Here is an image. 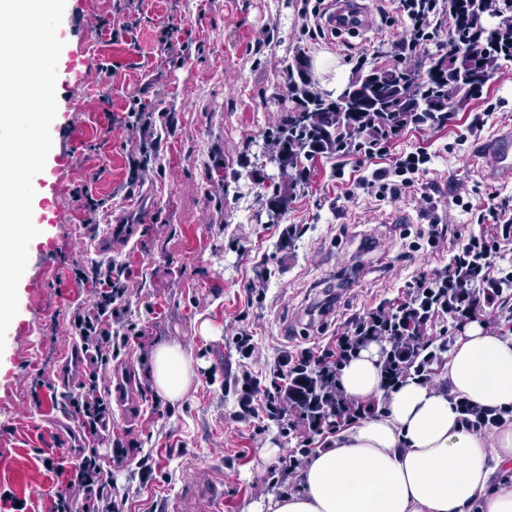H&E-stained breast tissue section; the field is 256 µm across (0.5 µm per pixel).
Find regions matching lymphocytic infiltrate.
<instances>
[{
    "label": "lymphocytic infiltrate",
    "mask_w": 512,
    "mask_h": 512,
    "mask_svg": "<svg viewBox=\"0 0 512 512\" xmlns=\"http://www.w3.org/2000/svg\"><path fill=\"white\" fill-rule=\"evenodd\" d=\"M446 11L444 0H399V13L409 22L397 56L399 62H406L417 56L424 45L442 39L444 32L436 18ZM433 161L427 149L406 151L395 158L391 168L376 169L370 177L358 179L357 185L372 190L379 199L397 195L414 187L417 175L428 172ZM494 219L499 230L490 238L453 233L445 224L430 225L429 243L439 244L449 235L456 241L441 268L414 276L403 302L394 305L383 299L349 319L331 347L305 348L285 359V369L302 365L330 368L336 409L324 417L313 407L291 405L288 388L282 383L283 371L276 372L274 380L262 390L261 409L266 419L284 421L285 435L296 440L295 448L281 459L282 472L295 474L304 459L312 455L315 437L375 414L374 405L357 404L338 388L342 368L368 344L380 341L395 350L393 358L382 362L387 388L404 382L403 368L411 363L417 366L415 379L430 382L431 366L439 350L435 339L423 338V328L441 318L458 323L474 319L480 303L487 301L490 288L512 276V270L495 263L502 240L512 237V219L502 211L496 212ZM127 277L125 268L113 263L78 275L79 282L92 289L96 301L91 310L75 311L72 327L82 351L92 353L94 361L103 366L109 365L129 340L144 336L143 330L127 318ZM69 403L80 419L88 446L74 462L66 490L56 495L52 512H75L73 495L77 492L95 495V512H119L112 492L102 482L104 459L98 447L105 435L108 404L98 372L89 373L79 394Z\"/></svg>",
    "instance_id": "1"
}]
</instances>
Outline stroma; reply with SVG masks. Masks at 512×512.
<instances>
[{
	"mask_svg": "<svg viewBox=\"0 0 512 512\" xmlns=\"http://www.w3.org/2000/svg\"><path fill=\"white\" fill-rule=\"evenodd\" d=\"M125 0H89L84 29L72 36L89 78L75 90L78 109L71 135L80 160L64 186L57 262L41 275L42 288L28 297L24 333L6 340L0 365L15 374L12 393L0 406V512H50L57 478L52 468L74 460L69 438L48 432L50 417L69 412L67 397L50 402L59 383L60 360L74 344L73 312L95 299L74 278L75 269L117 263L130 273L126 304L151 342H129L107 367L144 390L137 419L113 417L105 446L128 451L107 478L125 496L120 512H168L181 500L198 512L208 489L224 491L220 512H247L270 495L267 449L285 453L277 422L257 430L248 388L271 379L281 359L303 348H323L346 320L382 299L402 302L413 275L441 267L446 252L427 242L433 220L462 234L494 233L492 218L478 212L512 202L505 186L472 161L475 144L512 125V64L497 71L448 121L432 130L407 126L389 156L347 160L346 177L370 175L406 150L425 147L436 158L411 193L376 199L356 190L345 197L336 158L319 155L307 181L293 191L288 210L275 215L267 203L274 186L255 158L267 135L287 114L288 67L325 52L352 74L358 64L396 55L405 25L397 0H368L372 29L339 36L329 30L302 35L303 0H143L139 25L111 41L100 20L112 19ZM174 23L200 53L179 66L161 61L157 29ZM112 64V78L97 70ZM142 92L155 117L157 148L148 171L129 177L139 130L120 122L127 100ZM89 187L105 199L101 225L124 224L126 247L111 253L87 244L83 210L73 192ZM152 205L140 224L129 213L130 197ZM470 201L464 212L460 200ZM404 214L408 223H395ZM379 240L367 269L328 315L308 311L336 287V271L355 254L362 236ZM209 333H202V326ZM255 351L244 357L239 337ZM175 342L197 361V377L181 402L160 397L149 376L156 344Z\"/></svg>",
	"mask_w": 512,
	"mask_h": 512,
	"instance_id": "1",
	"label": "stroma"
}]
</instances>
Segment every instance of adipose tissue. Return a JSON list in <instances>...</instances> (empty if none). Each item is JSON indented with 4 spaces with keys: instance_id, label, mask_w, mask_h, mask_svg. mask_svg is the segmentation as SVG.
<instances>
[{
    "instance_id": "obj_1",
    "label": "adipose tissue",
    "mask_w": 512,
    "mask_h": 512,
    "mask_svg": "<svg viewBox=\"0 0 512 512\" xmlns=\"http://www.w3.org/2000/svg\"><path fill=\"white\" fill-rule=\"evenodd\" d=\"M158 395L180 401L197 377L190 353L161 343L150 358ZM447 390L410 379L385 389L377 346L344 366L349 399H380L381 411L308 459L296 491L271 495L249 512H512V422L492 436L465 428L459 401L512 409V334L465 326L443 372Z\"/></svg>"
}]
</instances>
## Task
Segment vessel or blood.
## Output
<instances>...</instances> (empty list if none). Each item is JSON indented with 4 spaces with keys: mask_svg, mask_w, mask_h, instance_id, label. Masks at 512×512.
I'll return each mask as SVG.
<instances>
[{
    "mask_svg": "<svg viewBox=\"0 0 512 512\" xmlns=\"http://www.w3.org/2000/svg\"><path fill=\"white\" fill-rule=\"evenodd\" d=\"M324 25L337 34H359L372 29L373 19L365 0H333L324 15ZM83 58L72 44H65L59 57L56 81L57 110L68 114L75 108L72 89L84 80ZM53 145L46 166L35 178V197L32 203L33 221L39 235L31 243L32 249L44 260L56 253V224L61 209V190L66 177L78 159L77 148L70 137L67 123L51 127ZM475 158L499 182L512 183V128L498 132L481 142L475 149ZM107 393L119 410L141 405L139 388L132 383L108 384Z\"/></svg>",
    "mask_w": 512,
    "mask_h": 512,
    "instance_id": "vessel-or-blood-1",
    "label": "vessel or blood"
}]
</instances>
